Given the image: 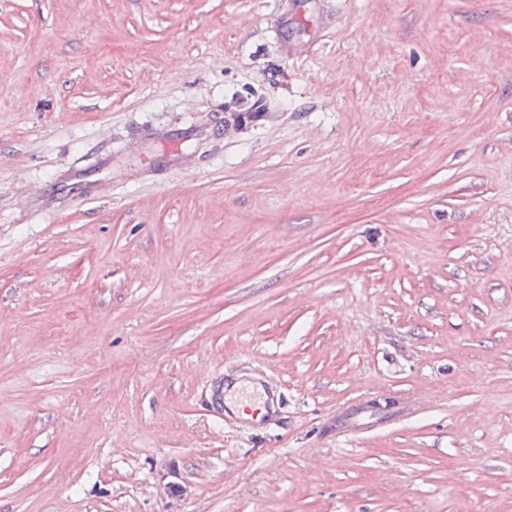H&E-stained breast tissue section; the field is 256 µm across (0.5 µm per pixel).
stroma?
Masks as SVG:
<instances>
[{"mask_svg":"<svg viewBox=\"0 0 512 512\" xmlns=\"http://www.w3.org/2000/svg\"><path fill=\"white\" fill-rule=\"evenodd\" d=\"M0 512H512V0H0Z\"/></svg>","mask_w":512,"mask_h":512,"instance_id":"35a3bbf8","label":"stroma"}]
</instances>
